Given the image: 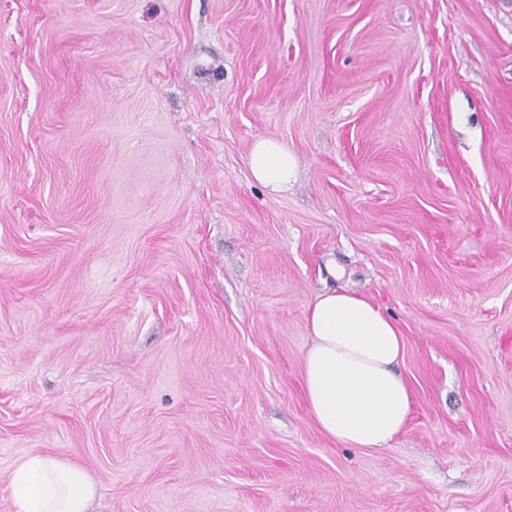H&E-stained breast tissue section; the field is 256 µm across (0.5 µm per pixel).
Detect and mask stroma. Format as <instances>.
<instances>
[{"label": "stroma", "mask_w": 512, "mask_h": 512, "mask_svg": "<svg viewBox=\"0 0 512 512\" xmlns=\"http://www.w3.org/2000/svg\"><path fill=\"white\" fill-rule=\"evenodd\" d=\"M327 288L406 338L392 447L305 402ZM33 449L89 512H512V0H0V512ZM253 178L273 191H284L296 175V160L288 146L276 139H260L248 155Z\"/></svg>", "instance_id": "35a3bbf8"}]
</instances>
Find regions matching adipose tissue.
Masks as SVG:
<instances>
[{"label":"adipose tissue","mask_w":512,"mask_h":512,"mask_svg":"<svg viewBox=\"0 0 512 512\" xmlns=\"http://www.w3.org/2000/svg\"><path fill=\"white\" fill-rule=\"evenodd\" d=\"M253 178L287 190L296 160L276 139L254 143ZM309 346L303 356L304 399L321 432L350 448L388 447L406 430L413 397L398 371L405 338L383 305L351 290L318 295L307 307ZM15 512H88L95 485L87 472L41 451L25 453L11 470Z\"/></svg>","instance_id":"adipose-tissue-1"}]
</instances>
